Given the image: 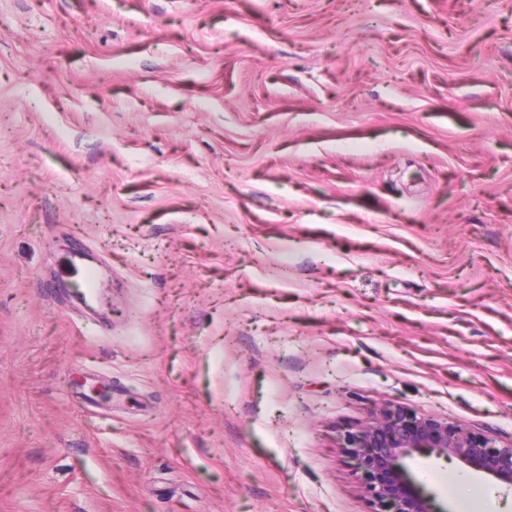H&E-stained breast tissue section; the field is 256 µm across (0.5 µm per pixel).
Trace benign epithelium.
I'll return each mask as SVG.
<instances>
[{"label":"benign epithelium","mask_w":512,"mask_h":512,"mask_svg":"<svg viewBox=\"0 0 512 512\" xmlns=\"http://www.w3.org/2000/svg\"><path fill=\"white\" fill-rule=\"evenodd\" d=\"M343 445L359 461L357 479L373 512H438L403 466L415 452L456 457L512 482V444L495 448L489 438L446 419L401 408L374 410L344 434Z\"/></svg>","instance_id":"benign-epithelium-1"}]
</instances>
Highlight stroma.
I'll return each instance as SVG.
<instances>
[{"instance_id":"stroma-1","label":"stroma","mask_w":512,"mask_h":512,"mask_svg":"<svg viewBox=\"0 0 512 512\" xmlns=\"http://www.w3.org/2000/svg\"><path fill=\"white\" fill-rule=\"evenodd\" d=\"M480 2L0 0V512H372L340 443L381 405L512 443V0Z\"/></svg>"}]
</instances>
